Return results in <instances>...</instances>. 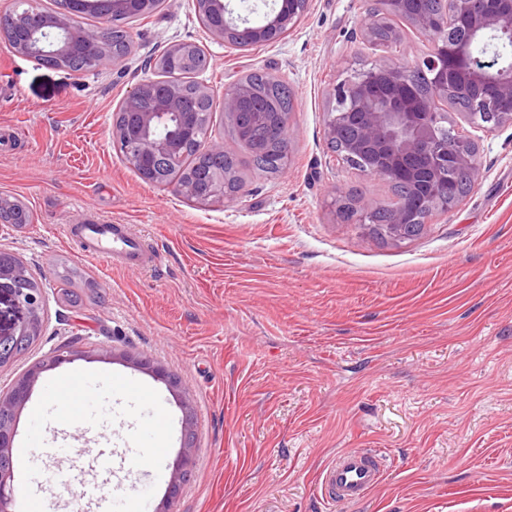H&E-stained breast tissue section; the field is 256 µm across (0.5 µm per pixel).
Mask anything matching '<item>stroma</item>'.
<instances>
[{"mask_svg":"<svg viewBox=\"0 0 512 512\" xmlns=\"http://www.w3.org/2000/svg\"><path fill=\"white\" fill-rule=\"evenodd\" d=\"M368 0H310L283 41L240 48L212 38L193 0L137 19L129 55L78 73L0 43V194L31 221L0 223V250L21 256L45 292V330L0 367V390L63 345L16 421L31 441L16 501L64 512L65 472L108 497L165 500L180 431L113 392L115 374L143 382L173 419L166 384L125 361L177 376L194 407L195 453L175 512H326L316 476L343 448H383L392 464L362 504L337 512H512V124H469L479 170L468 194L423 233L382 244L344 222L336 201L394 202L389 183L328 147L333 90L372 62L422 56L428 40L399 17L394 44L363 41ZM204 46L196 82L214 92V138L241 160L242 195L200 206L143 181L113 144V115L170 42ZM261 70L294 96L288 167L274 175L224 139V91ZM126 224L162 257L152 269L83 257L79 224ZM91 377V420L58 430L60 376ZM114 452V469L96 464Z\"/></svg>","mask_w":512,"mask_h":512,"instance_id":"obj_1","label":"stroma"}]
</instances>
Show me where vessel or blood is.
<instances>
[{
  "instance_id": "vessel-or-blood-1",
  "label": "vessel or blood",
  "mask_w": 512,
  "mask_h": 512,
  "mask_svg": "<svg viewBox=\"0 0 512 512\" xmlns=\"http://www.w3.org/2000/svg\"><path fill=\"white\" fill-rule=\"evenodd\" d=\"M74 237L83 245L87 256L109 257L121 265L149 269L156 267L160 255L134 234L128 225L82 224ZM388 456L381 448H347L332 456L321 468L317 495L328 508L355 505L367 499L386 478Z\"/></svg>"
}]
</instances>
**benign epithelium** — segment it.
<instances>
[{"instance_id": "7a95c632", "label": "benign epithelium", "mask_w": 512, "mask_h": 512, "mask_svg": "<svg viewBox=\"0 0 512 512\" xmlns=\"http://www.w3.org/2000/svg\"><path fill=\"white\" fill-rule=\"evenodd\" d=\"M199 23L216 39L247 47L274 43L296 28L310 0L303 7L283 13L275 8L264 14L258 24L234 15L226 0H194ZM22 14L0 20V41L18 54L55 67H68L75 54L98 67L111 58L112 23L127 16L131 0H68L65 11L45 17L34 0H22ZM381 9L370 13L363 39H377L380 11L401 16L414 24L432 44L426 54L413 63L372 65L336 84L333 104L326 112L325 133L329 141L339 139L349 126L350 116L361 113L364 119L352 127V138L344 146L340 159L350 167L402 183L416 193L425 175L445 173L456 168L475 179L478 171L476 151L471 140L457 139L451 145L438 146L441 123L448 118L437 111V101L445 99L467 105L460 118L483 131L512 123V61L504 59L500 47L512 40V0H441L442 9L434 13L407 11L406 0H379ZM93 12L103 19L101 25L88 27L83 18ZM192 66L191 57L174 58L164 50L156 62L157 73L142 80L120 102L113 120L112 136L120 152L144 181L173 185L177 195L198 205L224 200L230 192H241L243 185L236 171L222 170L201 186L194 181L171 183L166 171L182 158L183 149L194 145L198 152L221 158L224 141L211 138L212 113L190 112V104L174 80L175 72ZM420 69L430 76L431 92L419 97L411 88L410 73ZM224 118L234 128L238 140L247 146L255 131L272 126L282 139L288 138L290 112H270L253 105L249 81L242 79L224 91ZM440 207L425 201L411 212L397 210L395 224L415 220L421 224ZM31 279L24 262L0 251V282L9 285L14 304L24 312L18 331L0 333V366L10 361L20 339L39 337L43 331L44 295L42 288H23ZM72 351L64 348L49 357L37 369L16 380L0 393V469L13 471L11 450L15 422L27 402L42 371L68 362ZM133 365L146 367L168 386L180 388V380L153 363L127 357ZM183 414L184 443L179 465L171 473L170 490L159 512H171L179 487L191 474L194 457L192 436L193 403L188 393L180 401ZM13 479L0 474V512H11Z\"/></svg>"}]
</instances>
